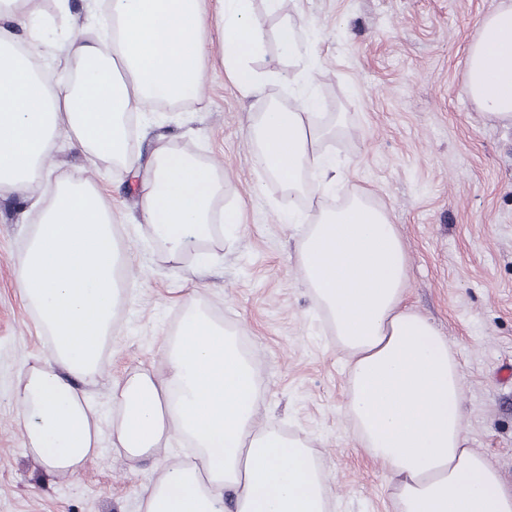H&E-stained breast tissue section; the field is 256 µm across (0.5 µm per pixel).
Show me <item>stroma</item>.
Masks as SVG:
<instances>
[{"mask_svg": "<svg viewBox=\"0 0 512 512\" xmlns=\"http://www.w3.org/2000/svg\"><path fill=\"white\" fill-rule=\"evenodd\" d=\"M500 0H287L269 15L253 0L266 38L251 65L264 79L243 95L227 78L217 0H204L211 22L197 97L170 113L135 120V168L82 154L59 136L47 171L31 196L0 194V512H143L146 486L194 449L172 442L157 459L136 463L112 446L115 381L160 373L165 349L194 296L235 329L254 362L261 391L259 423L309 438L330 479L334 512H394L388 475L356 445L345 413L347 356L304 280L298 248L317 210L369 193L384 209L408 257L406 303L445 337L463 373L464 421L470 445L487 456L512 487V126L486 118L463 92L464 57L481 18ZM52 19L36 63L55 85L76 81L70 39L94 38L106 0H38ZM317 47L314 79L280 61L283 20ZM313 97L323 125L343 118L344 134L322 148L336 184L314 177V208L291 224L277 204L282 186L255 163L252 128L290 84ZM213 166L232 187L236 226L216 227L202 248L208 267L191 255L167 260L142 212L144 181L158 141ZM79 176L111 208L130 273L112 325L106 363L76 384L94 410L98 448L79 471L50 470L28 450V416L14 392L49 340L18 288L19 259L59 179Z\"/></svg>", "mask_w": 512, "mask_h": 512, "instance_id": "35a3bbf8", "label": "stroma"}]
</instances>
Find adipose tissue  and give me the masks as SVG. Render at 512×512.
<instances>
[{
  "instance_id": "ef3b65f1",
  "label": "adipose tissue",
  "mask_w": 512,
  "mask_h": 512,
  "mask_svg": "<svg viewBox=\"0 0 512 512\" xmlns=\"http://www.w3.org/2000/svg\"><path fill=\"white\" fill-rule=\"evenodd\" d=\"M29 2L0 0V13L36 40L42 32ZM110 17L111 36L71 40L80 77L58 89L14 55L13 26H0V192L28 193L63 132L91 156L134 167L124 115L148 111L162 95H197L208 24L201 0H110ZM220 21L226 72L252 93L262 78L249 60L265 33L251 0H223ZM464 65L468 97L489 119L511 125L512 0L482 19ZM256 129V161L284 187L281 210L295 217L305 172L329 170L321 149L328 131L312 99L300 95L288 109L262 113ZM154 160L143 212L170 259L209 238L217 221L238 223L235 206L216 209L229 185L213 167L163 144ZM125 263L100 194L80 178L61 180L18 276L50 351L16 392L31 417L27 447L59 472L78 471L97 447L93 411L68 377L101 371ZM299 264L348 358L355 440L387 471L396 512H512V488L468 445L462 373L447 341L405 304L407 256L384 210L360 193L321 211L303 234ZM166 359L165 373L114 385L122 405L114 445L126 460H149L178 438L197 448L194 465L146 487L144 512H326L328 474L309 440L258 428L255 367L233 329L187 299Z\"/></svg>"
}]
</instances>
